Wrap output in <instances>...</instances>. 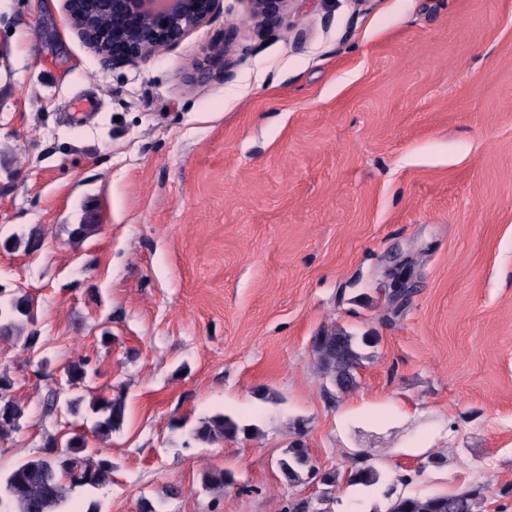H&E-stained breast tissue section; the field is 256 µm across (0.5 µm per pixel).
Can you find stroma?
Listing matches in <instances>:
<instances>
[{
    "label": "stroma",
    "instance_id": "stroma-1",
    "mask_svg": "<svg viewBox=\"0 0 512 512\" xmlns=\"http://www.w3.org/2000/svg\"><path fill=\"white\" fill-rule=\"evenodd\" d=\"M0 54V288L40 333L0 336L24 410L1 475L91 424L48 406L82 357L126 405L111 478L74 493L98 512H280L321 491L279 472L298 438L320 469L363 451L380 474L339 482L333 512H387L391 486L512 512V0H311L271 31L220 0L109 71L61 0H0ZM35 228L38 252L4 248ZM339 328L375 342L331 403L312 343ZM222 412L252 433L191 440ZM211 466L238 485L205 490Z\"/></svg>",
    "mask_w": 512,
    "mask_h": 512
}]
</instances>
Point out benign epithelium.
Wrapping results in <instances>:
<instances>
[{
    "label": "benign epithelium",
    "mask_w": 512,
    "mask_h": 512,
    "mask_svg": "<svg viewBox=\"0 0 512 512\" xmlns=\"http://www.w3.org/2000/svg\"><path fill=\"white\" fill-rule=\"evenodd\" d=\"M112 7V32L103 37L92 27L101 2ZM219 0H63L70 26L94 52L103 70L147 62L181 43L206 23ZM260 27L278 23L296 0H247Z\"/></svg>",
    "instance_id": "7a95c632"
}]
</instances>
